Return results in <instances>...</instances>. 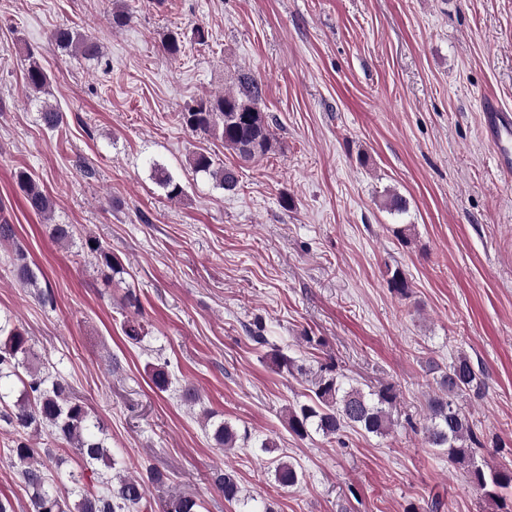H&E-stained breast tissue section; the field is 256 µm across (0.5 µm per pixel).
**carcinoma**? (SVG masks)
<instances>
[{"label":"carcinoma","mask_w":512,"mask_h":512,"mask_svg":"<svg viewBox=\"0 0 512 512\" xmlns=\"http://www.w3.org/2000/svg\"><path fill=\"white\" fill-rule=\"evenodd\" d=\"M52 40L62 50H74L87 58L99 55V46L69 27H59ZM168 55L176 58L185 53L184 35L176 30L166 34L163 43ZM25 79L34 91L44 89L47 76L35 61L29 64ZM264 96V84L249 70L237 71L235 87L224 93L205 96L184 107L179 113L182 125L191 134L206 136L220 134L224 148L244 161L261 159L274 150L273 119L256 110ZM43 125L54 130L64 120L63 113L53 107L40 112ZM197 172L215 179L226 192L238 185L236 172L228 167H214L210 157L197 153L191 158ZM154 177L174 201L181 197L183 188L165 168L154 167ZM17 180L24 192L29 210L45 215L52 202L33 173L22 170ZM51 238L57 243L70 241L74 236L71 224L49 225ZM84 249L98 265L114 274L120 267L110 249L97 239L85 240ZM13 266L19 280L34 289L45 306L54 305L50 288L41 287L37 273L27 262L23 249H13ZM390 290L402 298L410 295V282L400 269L387 271ZM33 357L31 337L10 320H0V421L13 429L16 439L12 455L18 464L20 480L28 489L31 512H138L147 506L145 481L137 476L122 475L123 459L116 457L105 446L104 424L92 414L85 401L71 391L60 371L38 368ZM148 375L160 392L170 391L173 378L168 363L150 366ZM21 385L13 404L4 402L7 394L1 392L6 383ZM437 392L428 400L423 434L433 448H442L448 456V465L465 470L469 482L480 490L486 500L495 504L498 512H512L503 491L512 488V469L478 464L473 449L483 443L474 431L468 415L458 400L482 385V372L475 368L470 357L459 355L436 380ZM312 393L308 401L288 409V431L300 439L315 432L326 439H335L346 428H356L375 436H384L395 426L392 410L397 399L393 386L387 385L374 393H365L357 387L341 388L333 364H322L311 380ZM46 433L54 441L73 451L83 469L91 472L90 480L99 490L90 491L83 483L84 473L70 474V484L60 487L51 482L47 462L52 460L50 450L39 448L33 439ZM217 445L230 451L247 443L248 435H239L230 425L221 423L214 430ZM274 478L282 486L300 483L296 466L284 459H272ZM213 485L222 493L224 501L241 505L239 512H273L265 504L262 508L249 506V499L241 496L238 473L230 466L211 476ZM201 502L191 496L172 495L163 501L162 512H200Z\"/></svg>","instance_id":"cac0c4a2"}]
</instances>
